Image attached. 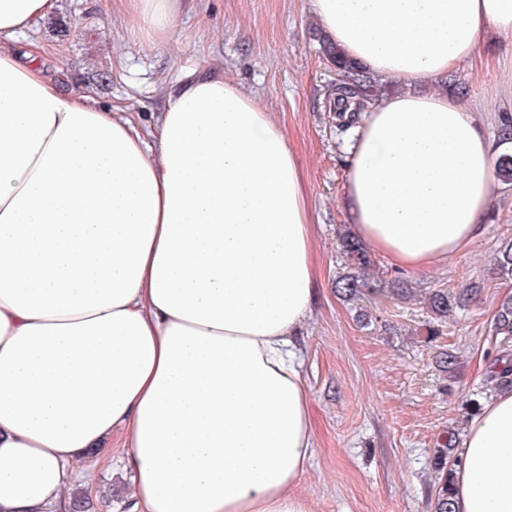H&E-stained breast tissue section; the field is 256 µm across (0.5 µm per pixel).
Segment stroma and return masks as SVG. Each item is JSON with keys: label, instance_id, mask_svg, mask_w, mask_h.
<instances>
[{"label": "stroma", "instance_id": "35a3bbf8", "mask_svg": "<svg viewBox=\"0 0 512 512\" xmlns=\"http://www.w3.org/2000/svg\"><path fill=\"white\" fill-rule=\"evenodd\" d=\"M76 19L79 36L58 33ZM308 0H183L173 40L150 44L132 37L120 14L101 0H56V9L18 44L37 42L49 75L109 70L112 83L87 92L105 106L130 112L150 130L166 88L198 67L256 97L286 130L300 154L310 188L318 259L312 313L299 339L301 372L314 411L315 443L298 490L313 512H432L434 458L449 431H463L471 403H484L487 366L512 339L495 338L493 315L512 287L491 274L501 238L512 236V183L496 182L489 218L464 253L422 273L396 270L375 256L385 280L411 288L482 290L468 310L435 323L419 299L373 306L346 301L335 290L345 273L339 237L351 224L343 205L353 132L336 129L329 90L336 81L319 52ZM481 63L454 72L468 89L464 100L488 136L512 115V40L480 44ZM456 358L441 371V351ZM122 449L79 460L91 479L96 512H128L133 485Z\"/></svg>", "mask_w": 512, "mask_h": 512}]
</instances>
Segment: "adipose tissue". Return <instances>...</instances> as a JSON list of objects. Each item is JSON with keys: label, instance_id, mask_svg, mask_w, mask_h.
<instances>
[{"label": "adipose tissue", "instance_id": "adipose-tissue-1", "mask_svg": "<svg viewBox=\"0 0 512 512\" xmlns=\"http://www.w3.org/2000/svg\"><path fill=\"white\" fill-rule=\"evenodd\" d=\"M168 40L180 0H116ZM55 0H0V512H69L77 460L121 436L132 512H311L299 370L317 280L305 168L237 85L192 73L143 132L63 93L17 35ZM320 29L413 88L364 113L344 204L359 239L422 272L487 220L492 143L438 89L512 0H309ZM455 512H512V391L470 419Z\"/></svg>", "mask_w": 512, "mask_h": 512}]
</instances>
